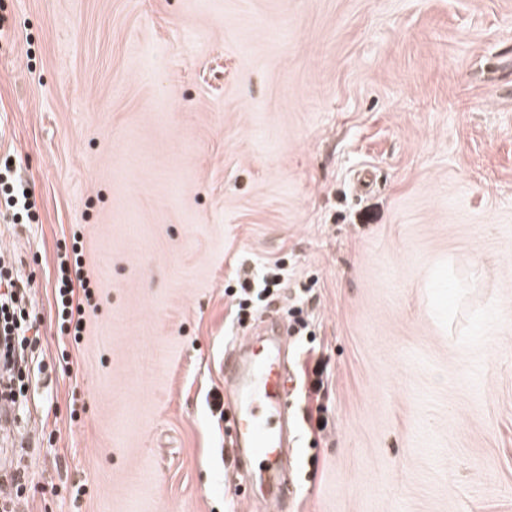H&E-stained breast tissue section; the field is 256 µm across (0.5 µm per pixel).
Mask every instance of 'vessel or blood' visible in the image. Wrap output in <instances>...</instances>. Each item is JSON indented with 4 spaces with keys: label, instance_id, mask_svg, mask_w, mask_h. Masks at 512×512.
Returning a JSON list of instances; mask_svg holds the SVG:
<instances>
[{
    "label": "vessel or blood",
    "instance_id": "1",
    "mask_svg": "<svg viewBox=\"0 0 512 512\" xmlns=\"http://www.w3.org/2000/svg\"><path fill=\"white\" fill-rule=\"evenodd\" d=\"M288 330L280 316L266 318L263 333H251L224 357V373L236 387L231 454L235 465L274 469L288 445L290 421L283 409L287 369L282 356Z\"/></svg>",
    "mask_w": 512,
    "mask_h": 512
}]
</instances>
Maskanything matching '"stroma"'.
I'll use <instances>...</instances> for the list:
<instances>
[{
	"label": "stroma",
	"mask_w": 512,
	"mask_h": 512,
	"mask_svg": "<svg viewBox=\"0 0 512 512\" xmlns=\"http://www.w3.org/2000/svg\"><path fill=\"white\" fill-rule=\"evenodd\" d=\"M4 161L38 214L0 205L45 347L30 512H249L209 403L225 291L276 259L279 310L313 289L289 361L330 367L288 512H512V0H0ZM71 254L66 250L61 255V261L57 270L54 286V308L55 318L61 330L66 329L71 333L75 342L80 339L84 323V310L82 300H75L74 280L71 272L74 270V278L77 286L82 290L85 299L88 301L93 293L91 283L82 275L81 248L78 247L77 235L74 236Z\"/></svg>",
	"instance_id": "obj_1"
}]
</instances>
